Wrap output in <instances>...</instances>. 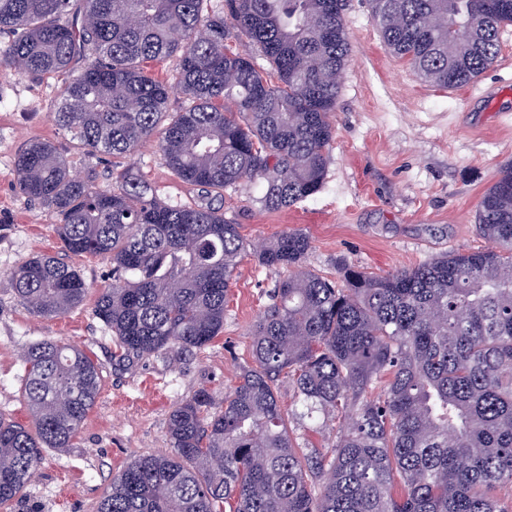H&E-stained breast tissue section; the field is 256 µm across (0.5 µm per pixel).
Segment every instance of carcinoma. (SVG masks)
Returning a JSON list of instances; mask_svg holds the SVG:
<instances>
[{"mask_svg":"<svg viewBox=\"0 0 512 512\" xmlns=\"http://www.w3.org/2000/svg\"><path fill=\"white\" fill-rule=\"evenodd\" d=\"M0 0L10 41L0 66L71 78L52 112L101 156L157 138L172 176L196 190L169 204L127 170L112 189L71 172L50 141L15 154L18 192L51 210L63 250L103 256L112 286L94 314L130 361L201 350L249 244L224 219V191L260 187L278 211L322 187L339 77L350 62L343 0ZM385 46L427 83L460 87L490 66L512 0H372ZM245 43L261 55L229 48ZM178 59L184 105L148 63ZM480 251L442 252L385 275L342 266L333 281L304 264L310 240L287 230L253 248L277 275L252 327L254 366L217 400L202 389L168 416L171 452L131 461L97 512H507L512 487V161L482 195ZM35 316L80 306V270L32 257L10 276ZM21 392L28 425L0 418V506L33 482L42 451L72 447L101 371L80 348L31 343ZM286 377L312 426L341 415L325 450L293 436L279 402Z\"/></svg>","mask_w":512,"mask_h":512,"instance_id":"cac0c4a2","label":"carcinoma"}]
</instances>
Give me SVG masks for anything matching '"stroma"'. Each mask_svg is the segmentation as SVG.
Instances as JSON below:
<instances>
[{
    "label": "stroma",
    "instance_id": "stroma-1",
    "mask_svg": "<svg viewBox=\"0 0 512 512\" xmlns=\"http://www.w3.org/2000/svg\"><path fill=\"white\" fill-rule=\"evenodd\" d=\"M351 61L332 116L335 139L319 192L297 206L266 211L252 202L258 186L224 194V216L260 244L299 229L311 240L306 266L337 276L341 264L377 274L410 268L449 250H479L482 194L512 160V25L495 61L457 88L424 82L385 47L370 0H346ZM64 77L31 81L0 66V417L28 424L22 354L37 340L83 349L101 369L99 396L72 448L46 451L37 479L0 512H96L114 475L133 459L168 451L171 406L205 388L230 392L252 366L250 329L269 305L275 277L244 255L228 294L224 328L196 352L114 361L107 328L94 316L99 292L112 284L100 256L73 258L88 291L82 305L57 318L32 315L10 287V275L32 256L61 255L57 218L15 189L13 160L28 141H53L73 172L96 170L114 187L121 172H139L167 202L193 192L171 176L155 142L116 158L95 156L50 118Z\"/></svg>",
    "mask_w": 512,
    "mask_h": 512
}]
</instances>
